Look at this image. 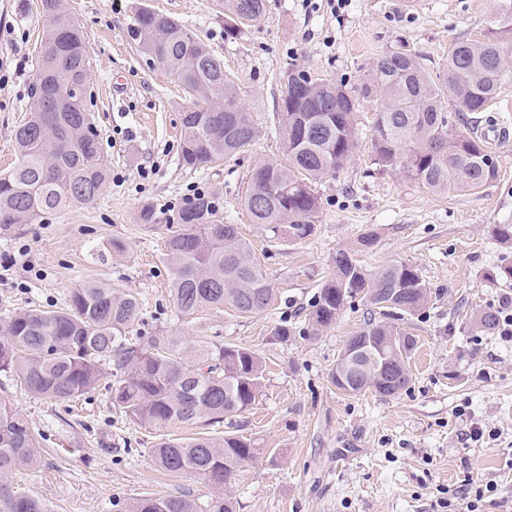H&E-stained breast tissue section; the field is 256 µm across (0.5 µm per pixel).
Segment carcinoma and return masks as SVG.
Listing matches in <instances>:
<instances>
[{
	"mask_svg": "<svg viewBox=\"0 0 512 512\" xmlns=\"http://www.w3.org/2000/svg\"><path fill=\"white\" fill-rule=\"evenodd\" d=\"M43 32L31 92L51 95L57 84L86 80V43L60 0H40ZM224 34L237 38L261 18L265 0H222ZM133 30L141 47L165 66L187 93L207 85L209 104L191 102L182 113L183 165L198 169L248 146L257 129L239 102V88L224 63L186 26L148 8L137 10ZM512 63V0H501L479 36L458 41L432 78L409 45L377 59L365 80L348 85L291 68L280 98L281 162L253 169L243 206L269 242L293 243L311 236L320 218L315 184L352 160L356 114L372 104L370 161L395 170L437 194L478 192L498 176L496 155L484 138L467 131L460 115L487 110ZM88 88L71 112H29L15 130L17 163L0 171V230L24 214L35 220L74 202L95 200L111 169L91 122ZM232 106L233 112L224 108ZM183 232L164 242L177 308L185 316L229 305L241 316L266 311L271 288L252 246L235 224L216 219L212 201L200 195L178 213ZM336 272L324 281L308 317L316 335L357 297L383 316L414 315L429 301L415 266L399 262L376 273L354 253L340 251ZM139 297L116 293L104 282L71 291L55 309H16L0 323V372L16 376L33 395L74 401L95 388L101 366L113 363L112 406L127 420L155 432L174 423L205 427L252 407L262 389L263 361L247 348L201 336L189 345L179 336H154L143 347L128 336L140 321ZM364 339L390 369L409 374L414 339L406 329L369 319L348 339ZM339 354L331 383L348 395L375 390L374 367L349 364ZM263 449L244 436L203 433L185 442L162 440L151 449L157 466L192 473L217 488L255 461ZM39 456L27 421L0 402V512H50L47 504L8 485L16 470H34ZM126 512H233L219 497L201 508L187 496L141 497Z\"/></svg>",
	"mask_w": 512,
	"mask_h": 512,
	"instance_id": "1",
	"label": "carcinoma"
}]
</instances>
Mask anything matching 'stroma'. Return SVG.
<instances>
[{"label": "stroma", "instance_id": "obj_1", "mask_svg": "<svg viewBox=\"0 0 512 512\" xmlns=\"http://www.w3.org/2000/svg\"><path fill=\"white\" fill-rule=\"evenodd\" d=\"M217 2L65 0L86 37L88 108L111 177L91 203L0 232V255L17 258L0 268V313L60 307L74 288L96 280L139 295L138 335L216 336L258 353L262 393L228 428L264 453L225 489L235 512H465L471 501L476 512H512V342L474 329L476 316L512 299V281L495 276L508 252L492 232L512 224V140L494 147L497 181L475 194L443 196L372 164L366 108L357 115L351 162L316 187L313 236L270 244L241 205L253 168L282 158L276 128L289 65L357 84L382 53L407 43L432 77L454 42L482 31L499 0H422L411 14L397 10L396 0H267L263 16L236 39L225 38ZM39 6L0 0V171L16 159L14 130L30 102ZM141 6L186 25L223 60L260 131L250 146L217 165H182L189 97L135 40L132 17ZM199 191L215 201L221 223L238 225L250 241L275 294L267 311L178 312L164 241L181 232L177 212ZM146 203L156 223H137ZM369 231L377 242L359 256L366 270L410 262L430 291L427 308L404 324L417 340L409 383L386 397L347 396L330 382L344 343L369 316L363 300L347 303L320 335L306 330L337 252ZM116 240L124 253L99 260ZM284 323L292 334L281 342L274 332ZM112 382L104 368L96 389L71 403L34 396L0 372V401L42 435L38 467L15 471L12 486L52 512H122L144 496L210 502L211 484L156 467L154 431L113 407Z\"/></svg>", "mask_w": 512, "mask_h": 512}]
</instances>
